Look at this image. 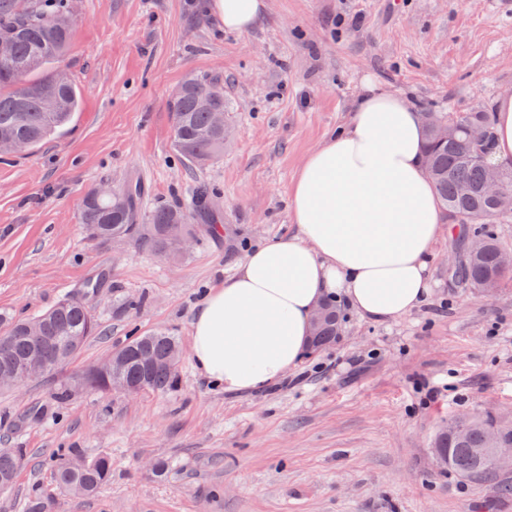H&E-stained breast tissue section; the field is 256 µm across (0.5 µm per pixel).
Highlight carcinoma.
<instances>
[{"label":"carcinoma","instance_id":"carcinoma-1","mask_svg":"<svg viewBox=\"0 0 512 512\" xmlns=\"http://www.w3.org/2000/svg\"><path fill=\"white\" fill-rule=\"evenodd\" d=\"M74 18L70 0H0V39L10 42L8 55L0 57V134L26 145L30 151L43 140L63 130L80 105L75 84L61 70L49 65L64 58L72 42ZM208 101L209 108L202 107ZM228 112L224 86L211 78L190 75L180 94L172 98L173 148L192 165L204 166L224 153V130L213 123V113ZM460 130L456 139L441 141L432 126L426 129L425 153L428 176L443 211L461 224H490L512 214V195L491 200L482 193L486 166L494 164V141L479 156L472 154L477 129L492 123L487 110L456 117ZM144 189L129 181L119 198L99 196L96 188L84 196L81 223L88 234L100 241L144 236L149 248L167 259L181 255L169 228L178 224L186 234L190 223L199 219L209 225L215 216L208 207L212 189L199 185L191 207L161 209L150 215L149 223H139ZM482 248L469 251L458 276L479 293L496 289L512 274L499 266L502 247L489 233L481 235ZM105 276L90 280L80 293L61 299L55 306L27 322L0 315V374L14 372L39 349L53 373L67 364L97 330L89 298L103 288ZM324 321L311 348L319 350L334 340L340 314L330 303L321 308ZM112 356L119 361L117 371L133 390L167 393L177 387L181 362L179 340L163 330L135 336L117 347ZM433 447L448 457V470L461 478L494 473L497 448H512V428L500 427L491 417L480 416L467 430L453 422L436 436ZM20 454L0 448V488L11 486L21 467ZM59 487L74 495H92L111 478V461L104 455L88 456L77 448L63 450L54 459Z\"/></svg>","mask_w":512,"mask_h":512}]
</instances>
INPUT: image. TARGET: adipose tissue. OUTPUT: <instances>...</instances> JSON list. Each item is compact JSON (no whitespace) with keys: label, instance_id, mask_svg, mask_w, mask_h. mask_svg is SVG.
I'll return each instance as SVG.
<instances>
[{"label":"adipose tissue","instance_id":"ef3b65f1","mask_svg":"<svg viewBox=\"0 0 512 512\" xmlns=\"http://www.w3.org/2000/svg\"><path fill=\"white\" fill-rule=\"evenodd\" d=\"M265 0H209L229 32L255 27ZM425 129L402 95L365 81L349 123L309 152L288 193L294 235L249 250L191 322L207 379L250 395L284 380L331 297L374 322L429 302L446 218L425 165Z\"/></svg>","mask_w":512,"mask_h":512}]
</instances>
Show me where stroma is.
I'll return each mask as SVG.
<instances>
[{
    "label": "stroma",
    "instance_id": "obj_1",
    "mask_svg": "<svg viewBox=\"0 0 512 512\" xmlns=\"http://www.w3.org/2000/svg\"><path fill=\"white\" fill-rule=\"evenodd\" d=\"M192 0H75L61 62L81 94L70 127L0 155V314L33 318L99 271L98 331L52 375L0 388V448L20 449L0 512L50 496L56 512H512V470L463 479L432 442L473 412L512 418V278L492 297L455 275L478 231L436 246L431 302L388 323L341 310V331L281 385L254 395L206 381L190 322L248 250L294 233L288 191L310 149L343 127L370 79L418 111L495 108L512 92V0H267L245 33ZM218 79L234 136L205 166L172 146L169 103L187 74ZM145 188L143 216L189 207L209 185L221 216L165 259L135 237L106 243L80 221L88 188ZM166 329L185 354L169 393L76 385L130 336ZM103 454L95 495L61 490L58 449ZM507 485V495L495 487Z\"/></svg>",
    "mask_w": 512,
    "mask_h": 512
}]
</instances>
